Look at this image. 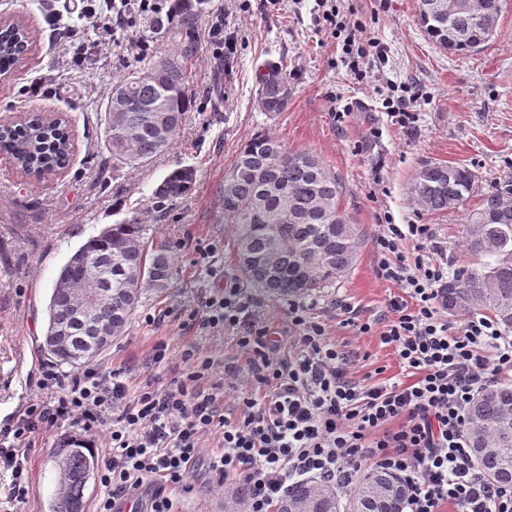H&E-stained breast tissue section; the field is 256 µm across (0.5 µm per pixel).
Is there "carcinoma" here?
<instances>
[{
  "instance_id": "1",
  "label": "carcinoma",
  "mask_w": 512,
  "mask_h": 512,
  "mask_svg": "<svg viewBox=\"0 0 512 512\" xmlns=\"http://www.w3.org/2000/svg\"><path fill=\"white\" fill-rule=\"evenodd\" d=\"M439 0H418L419 21L428 37L453 54L478 51L495 34L501 0H471V7L451 15L435 10ZM210 0H170L169 9L142 18L141 37L175 46L170 54L150 55L136 66L126 68L112 86V101L125 102L123 111L109 112L112 128L106 129L104 163L112 167L138 168L165 154L180 132L193 102L189 69L201 47L195 32L209 13ZM25 32L17 26L0 30V73L14 71L22 60ZM178 58L177 69H163L156 79H140L138 74L160 67L165 59ZM259 107L269 114L288 106V76L282 62H266L257 67ZM65 124L51 126L36 115L0 126V153L12 156L20 168L50 171L70 156ZM133 131L124 138L118 128ZM196 180L191 166H179L165 175L154 188L152 199L161 208L186 195ZM475 174L461 164L425 162L416 171L408 193L431 212H445L466 201L475 190ZM512 183L483 195L475 221L484 224L482 240L466 231L465 248L480 261V267L459 268L441 289L448 310L480 307L490 312L508 329L512 317L501 314L499 305H512ZM224 222L237 228V249H245L251 262L239 265L250 287L277 298H297L327 287L354 264L360 247L358 225L350 222L341 204V187L336 176L316 155L292 151L280 140L258 135L239 150L224 175L221 195ZM152 226L131 219L112 225L90 237L61 268L52 286L48 305L46 335L72 325L76 301L58 288L63 280L77 282L96 279L112 281V306L102 319L112 323V336L119 337L143 291L167 287L176 276L171 251L150 250ZM352 239L354 249L344 246ZM276 260L272 272L267 260ZM83 339L53 350L43 343V351L61 364L82 365ZM512 385L503 384L481 392L467 410L469 448L475 463L494 483L512 486ZM479 448L492 452L481 454ZM99 463L95 455L79 444H67L55 453L57 482L61 491L49 504L50 512H83L88 482ZM394 474L376 469L358 482L352 502L364 512H402L406 493L385 500L372 499L370 481L392 479ZM322 485L303 481L293 486L288 497L306 500L311 512H331L328 503L316 495Z\"/></svg>"
}]
</instances>
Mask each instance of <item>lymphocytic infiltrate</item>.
<instances>
[{"label": "lymphocytic infiltrate", "instance_id": "lymphocytic-infiltrate-1", "mask_svg": "<svg viewBox=\"0 0 512 512\" xmlns=\"http://www.w3.org/2000/svg\"><path fill=\"white\" fill-rule=\"evenodd\" d=\"M317 26L341 39L353 73L374 55L377 38L346 26L336 0H315ZM376 274L396 286L385 312L369 318L347 301L336 308L358 336L390 347L411 382L375 368L357 378L358 350L337 346L323 320L290 305L292 334L282 340L255 313L239 285L210 298L203 326L236 329V351L248 358L256 393L234 390V360L186 349L182 373L169 385L143 380L131 389L123 372L86 369L70 383L47 370L42 395L0 423V479L15 501L28 495L29 451L36 435L64 422L89 433L106 428L96 512H123L125 501L153 481L147 512H171L169 491L191 492L199 459L218 483L246 486L245 512H272L297 482L314 478L347 489L382 468L408 484L405 512H512V488L487 479L467 444L466 410L483 388L512 381V335L492 318L466 313L449 321L441 300L448 252L430 224H383L374 240Z\"/></svg>", "mask_w": 512, "mask_h": 512}]
</instances>
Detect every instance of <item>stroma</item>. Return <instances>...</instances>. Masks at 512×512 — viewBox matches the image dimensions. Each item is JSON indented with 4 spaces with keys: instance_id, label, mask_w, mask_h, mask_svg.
Listing matches in <instances>:
<instances>
[{
    "instance_id": "obj_1",
    "label": "stroma",
    "mask_w": 512,
    "mask_h": 512,
    "mask_svg": "<svg viewBox=\"0 0 512 512\" xmlns=\"http://www.w3.org/2000/svg\"><path fill=\"white\" fill-rule=\"evenodd\" d=\"M418 0H339L348 21L359 23L387 47L388 62L379 76L357 84L339 51L315 33L313 0H212L211 13L196 31L200 55L190 72L195 103L168 154L141 168L112 169L104 156L105 102L113 84L134 61L120 47H101V32L71 17L56 27L50 19L64 13L65 0H0V16L24 22L32 48L15 76L0 82V121L29 113L64 117L73 133L69 165L31 182L0 155V420L35 397L42 371L57 369L62 381L79 372L56 365L41 345L48 323L51 288L71 254L103 228L132 219L156 228L155 243L170 246L177 276L169 287L144 293L124 336L94 362L103 370L122 369L132 381L154 378L168 383L181 355L198 348L216 361L235 351L232 329H201L194 323L206 298L225 285L243 283L237 266V237L221 213L224 175L241 147L254 135L277 137L290 150L308 151L343 184V203L364 232L353 267L327 288L300 297L313 316L323 319L331 340L358 342L370 359L359 375L385 366L397 373L390 350L371 338L354 339L336 311L337 299L377 316L394 286L376 276L373 240L385 218L397 224H432L448 244L450 269L470 264L463 241L483 195L512 178V0H502L496 34L480 51L449 53L432 43L418 18ZM223 17L224 30L236 36L237 50L225 55L205 29ZM285 62L291 96L278 114L257 106L256 66ZM39 76V95L22 88ZM421 97L418 120L407 128L391 125L386 99H397L403 85ZM388 87L387 96L375 89ZM353 109L346 122L334 114ZM426 161L460 162L477 181L472 196L457 208L432 213L415 203L408 186ZM196 170L189 193L159 214L154 186L178 166ZM166 358L151 364L156 346ZM80 440L98 448L93 436L63 423L42 432L29 453V491L24 502L11 501L0 486V512H48L55 491L54 452ZM172 512H199L221 506L224 498L199 468L192 493L171 492Z\"/></svg>"
}]
</instances>
